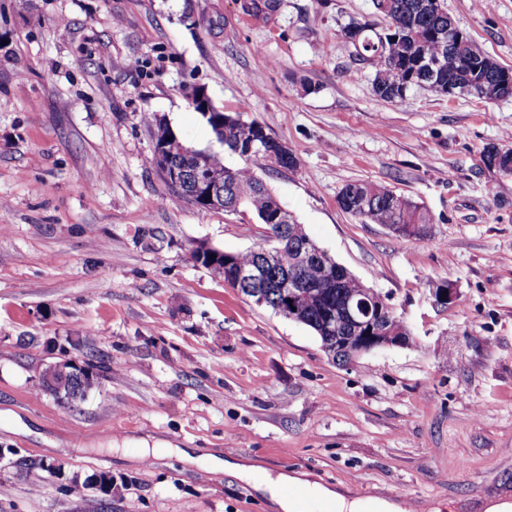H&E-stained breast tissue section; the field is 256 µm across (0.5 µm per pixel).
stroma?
I'll return each instance as SVG.
<instances>
[{
    "mask_svg": "<svg viewBox=\"0 0 512 512\" xmlns=\"http://www.w3.org/2000/svg\"><path fill=\"white\" fill-rule=\"evenodd\" d=\"M248 2L0 0V512H273L205 470L211 456L366 512H470L512 490V175L482 163L512 147V98L382 100L343 34L377 20L373 0ZM444 5L512 68V0ZM196 88L296 156L257 172L416 343L338 366L308 327L192 260L265 232L247 210L178 198L151 161L153 113L239 164L190 107ZM356 180L426 209L429 236L344 212ZM66 359L101 374L71 407L41 386Z\"/></svg>",
    "mask_w": 512,
    "mask_h": 512,
    "instance_id": "35a3bbf8",
    "label": "stroma"
}]
</instances>
